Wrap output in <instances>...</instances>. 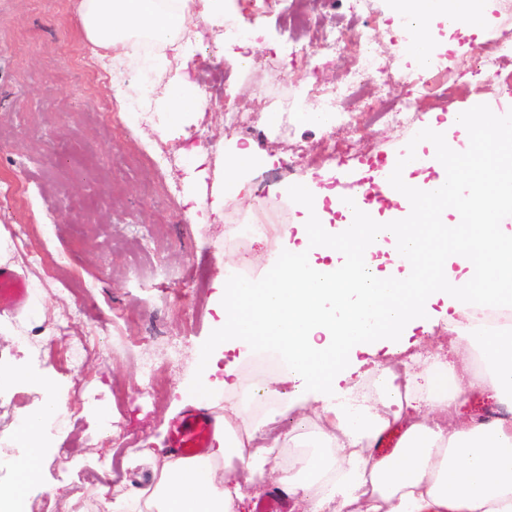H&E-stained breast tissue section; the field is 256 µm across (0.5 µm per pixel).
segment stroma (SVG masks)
Listing matches in <instances>:
<instances>
[{
    "mask_svg": "<svg viewBox=\"0 0 512 512\" xmlns=\"http://www.w3.org/2000/svg\"><path fill=\"white\" fill-rule=\"evenodd\" d=\"M287 5L305 16V27H289L279 6L259 10L251 0H235L241 25L261 32L247 70L225 64L219 39L204 26L188 31L195 49L190 78L206 104L188 114L184 136L173 139L153 119L130 123L128 102L115 98L110 83L86 75V64L111 57L86 40L78 0H0V240L8 244L0 260L34 292L32 307L0 315V365L20 376L0 386V458L21 455L14 421L41 405V378L52 377L73 407L64 428L49 436L37 512H86L89 496L101 488L118 496L154 483L152 462L130 460V451L166 445L167 424L177 414L174 391L198 377L218 319L213 283L240 261L224 244L223 223H193L184 203L193 191L185 172L192 148H203L211 186L221 182L226 155L248 145L224 125L225 95L244 98L259 116L299 99V111L265 129L262 149L274 156L273 166L249 174L251 187L288 206L292 224L301 214L290 187L313 181L335 189L338 178L359 166L401 154L417 132L369 121L356 134L341 124L323 133L304 121L315 98L293 78L308 62L318 85L344 91L343 108L398 104L407 92L400 78L406 61L393 44L409 33L396 26L391 0H369L365 11L337 9L327 0ZM351 30L365 32L380 67L375 79L354 89L347 86L349 56L323 43L325 32ZM434 40L441 77L455 92L421 103L420 116L461 112L476 102L488 112L512 111L505 85L487 81L478 95L465 93L474 78L456 67L472 45L512 46V0H496L483 31L451 33L440 24ZM296 45L311 50L309 60L292 59ZM328 136L342 146L339 158L323 149ZM63 316L67 331L54 332ZM22 328L35 336V346L16 347ZM173 341L181 345L174 362L168 359ZM77 344L85 351L74 368L69 351ZM147 362L162 368L159 391L135 408ZM107 422L114 429L109 436ZM59 483L69 492L51 494Z\"/></svg>",
    "mask_w": 512,
    "mask_h": 512,
    "instance_id": "1",
    "label": "stroma"
}]
</instances>
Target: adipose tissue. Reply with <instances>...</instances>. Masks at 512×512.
<instances>
[{
	"instance_id": "1",
	"label": "adipose tissue",
	"mask_w": 512,
	"mask_h": 512,
	"mask_svg": "<svg viewBox=\"0 0 512 512\" xmlns=\"http://www.w3.org/2000/svg\"><path fill=\"white\" fill-rule=\"evenodd\" d=\"M233 0H80L88 41L105 50H124L130 67L141 57L129 44L148 34L164 53L156 63L172 70L162 104L163 130L183 134L187 114L201 111L204 96L186 71L192 54L180 41L183 30L201 22L223 25ZM493 0H397V16L413 21L417 64L431 57L430 29L440 21L454 29L478 28ZM465 124L470 134L456 142L452 132ZM428 157H421L422 147ZM265 156L255 148L235 150L224 160V186L211 199L199 198L198 223L221 214L224 195L247 189L248 172ZM512 113H485L473 107L466 117L428 118L392 166L395 185L387 191L393 209L376 216L370 205L346 212L330 227L323 212L324 190L297 189L294 204L306 219L297 243H284L278 262L261 280L243 284L217 278L213 295L219 319L204 350L192 396L224 395V413L206 455L187 461L153 448L132 454L153 462L156 482L149 494L135 492L103 501V512H245L247 494L231 474L246 469L264 475L286 433L265 428L286 413L292 397H327L318 409L321 428L310 435L309 453L295 473L279 478L300 512H512V417L450 424L453 405L475 388H490L512 408V325H475V309H512V235L500 230L512 209ZM437 176L417 177L422 166ZM444 195H435L437 187ZM459 319L454 330L482 358V377L462 381L449 374L447 392L437 390L434 369H380L386 393L375 404L350 403L341 382L349 357L373 343L404 352V331L436 302ZM240 356L276 353L279 370L258 388L271 407L258 419L243 416L234 368L222 381L213 375L224 351ZM44 404L18 423L23 455L12 461L15 482L0 499L39 488L48 454L45 426L63 409L52 379L40 382ZM402 436L394 453L372 448L389 428ZM335 472L330 489L320 480Z\"/></svg>"
}]
</instances>
